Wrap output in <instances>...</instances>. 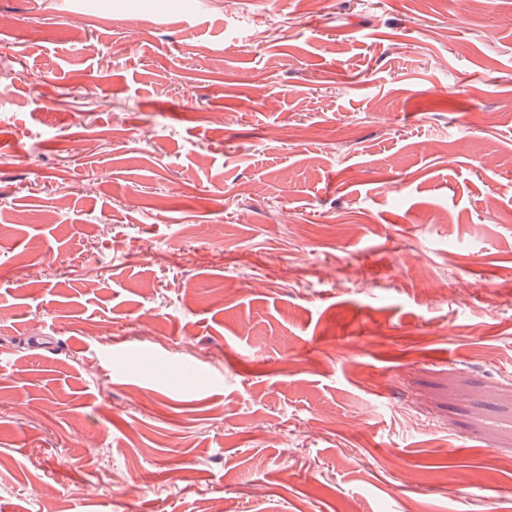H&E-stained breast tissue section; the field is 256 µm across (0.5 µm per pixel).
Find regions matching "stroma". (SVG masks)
Returning <instances> with one entry per match:
<instances>
[{
    "label": "stroma",
    "instance_id": "stroma-1",
    "mask_svg": "<svg viewBox=\"0 0 512 512\" xmlns=\"http://www.w3.org/2000/svg\"><path fill=\"white\" fill-rule=\"evenodd\" d=\"M186 2L0 0V512H512V0Z\"/></svg>",
    "mask_w": 512,
    "mask_h": 512
}]
</instances>
